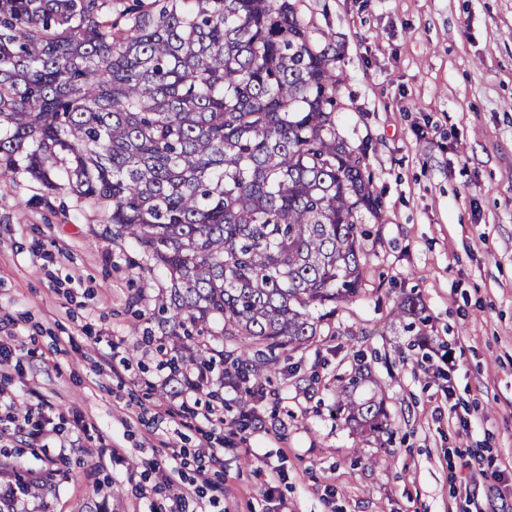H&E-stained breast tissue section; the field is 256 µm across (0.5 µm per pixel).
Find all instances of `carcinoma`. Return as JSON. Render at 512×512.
<instances>
[{"label": "carcinoma", "mask_w": 512, "mask_h": 512, "mask_svg": "<svg viewBox=\"0 0 512 512\" xmlns=\"http://www.w3.org/2000/svg\"><path fill=\"white\" fill-rule=\"evenodd\" d=\"M338 86L291 0H0V180L106 208L145 257L136 297L169 279L152 318L173 369L219 367L252 397L360 291L382 203ZM363 379L336 378V413L383 431Z\"/></svg>", "instance_id": "obj_1"}]
</instances>
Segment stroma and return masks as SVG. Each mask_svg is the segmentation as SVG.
Masks as SVG:
<instances>
[{
  "label": "stroma",
  "mask_w": 512,
  "mask_h": 512,
  "mask_svg": "<svg viewBox=\"0 0 512 512\" xmlns=\"http://www.w3.org/2000/svg\"><path fill=\"white\" fill-rule=\"evenodd\" d=\"M337 45L336 124L382 197L366 218L362 292L336 333L281 362L261 429L231 424L241 395L205 378L198 403L158 397L161 338L137 295L141 255L103 213L65 193L44 204L21 174L0 182V368L18 411L50 403L66 460L0 436L34 477L31 512H196L185 488H219L220 512H512V0H295ZM419 298L422 334L395 315ZM366 362L357 399L381 398L380 435L334 412L337 374ZM471 414L469 430L439 414ZM215 421H205L207 412ZM223 448L205 475L196 456ZM184 465L170 476L168 459Z\"/></svg>",
  "instance_id": "obj_1"
}]
</instances>
